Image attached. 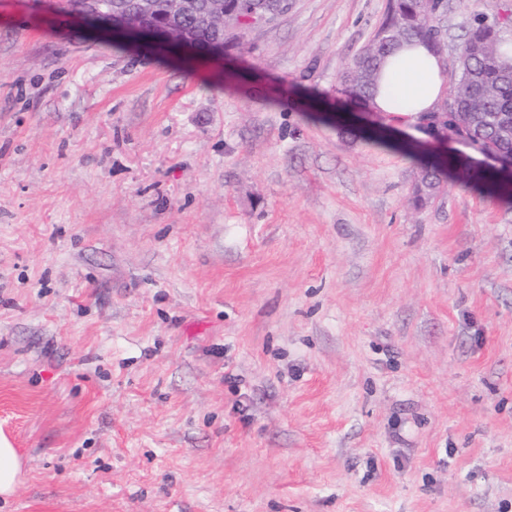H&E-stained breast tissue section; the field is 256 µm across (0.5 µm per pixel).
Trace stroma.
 Here are the masks:
<instances>
[{"mask_svg": "<svg viewBox=\"0 0 512 512\" xmlns=\"http://www.w3.org/2000/svg\"><path fill=\"white\" fill-rule=\"evenodd\" d=\"M388 7L217 58L0 0V512H512V199L370 142ZM447 167L448 162L430 165V168L433 172L426 173L423 176L421 185L418 186L415 190L418 202H424L426 199H429L431 196H433L439 187L438 175L444 174ZM23 474V461L11 440L0 431V498L12 497Z\"/></svg>", "mask_w": 512, "mask_h": 512, "instance_id": "1", "label": "stroma"}]
</instances>
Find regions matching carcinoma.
<instances>
[{
  "label": "carcinoma",
  "instance_id": "carcinoma-1",
  "mask_svg": "<svg viewBox=\"0 0 512 512\" xmlns=\"http://www.w3.org/2000/svg\"><path fill=\"white\" fill-rule=\"evenodd\" d=\"M190 8L180 19L185 27L196 26V14L207 9L210 0H188ZM442 0H390L385 19L373 39L341 73L340 80L349 96L370 100L383 61L403 45L415 39L435 43L440 31ZM231 19L224 29L200 28L198 38L217 41L223 31L236 30L239 37L248 28L273 20L288 6L286 0H224ZM504 23L476 20L469 24L455 58L450 78L455 84L453 100L442 112L460 118L459 133L464 140L484 149L512 155V139H503L498 128L512 124V40L503 31ZM448 164L431 165L415 190L420 202L433 196L439 187V175ZM465 187L489 186L493 191L512 197V184L500 181L496 172L472 163L460 169Z\"/></svg>",
  "mask_w": 512,
  "mask_h": 512
}]
</instances>
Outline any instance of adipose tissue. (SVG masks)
I'll use <instances>...</instances> for the list:
<instances>
[{"label":"adipose tissue","mask_w":512,"mask_h":512,"mask_svg":"<svg viewBox=\"0 0 512 512\" xmlns=\"http://www.w3.org/2000/svg\"><path fill=\"white\" fill-rule=\"evenodd\" d=\"M444 65L424 41L405 46L382 65L371 108L391 124L400 139L423 140L424 113L434 111L444 91Z\"/></svg>","instance_id":"adipose-tissue-1"}]
</instances>
